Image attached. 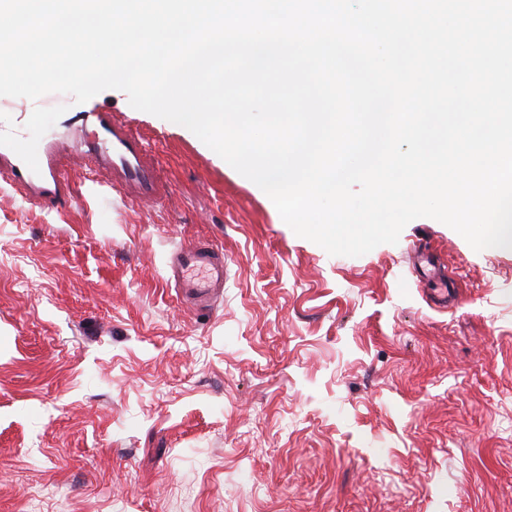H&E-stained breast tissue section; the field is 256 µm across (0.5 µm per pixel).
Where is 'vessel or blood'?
I'll use <instances>...</instances> for the list:
<instances>
[{"label": "vessel or blood", "instance_id": "b4317fda", "mask_svg": "<svg viewBox=\"0 0 512 512\" xmlns=\"http://www.w3.org/2000/svg\"><path fill=\"white\" fill-rule=\"evenodd\" d=\"M79 161L91 174H106L123 201L152 206L169 193L162 158L112 112L89 113L66 139L33 153L18 140L0 135V181L47 210L72 203L68 170ZM227 274L223 250L208 239L182 244L167 257L169 285L201 304L223 295Z\"/></svg>", "mask_w": 512, "mask_h": 512}]
</instances>
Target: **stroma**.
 Wrapping results in <instances>:
<instances>
[{"mask_svg":"<svg viewBox=\"0 0 512 512\" xmlns=\"http://www.w3.org/2000/svg\"><path fill=\"white\" fill-rule=\"evenodd\" d=\"M98 107L170 192L126 203L75 165L51 213L0 185V512H512V249L422 217L329 255L120 90L0 96V130L35 150ZM198 238L229 265L207 310L164 280Z\"/></svg>","mask_w":512,"mask_h":512,"instance_id":"stroma-1","label":"stroma"}]
</instances>
